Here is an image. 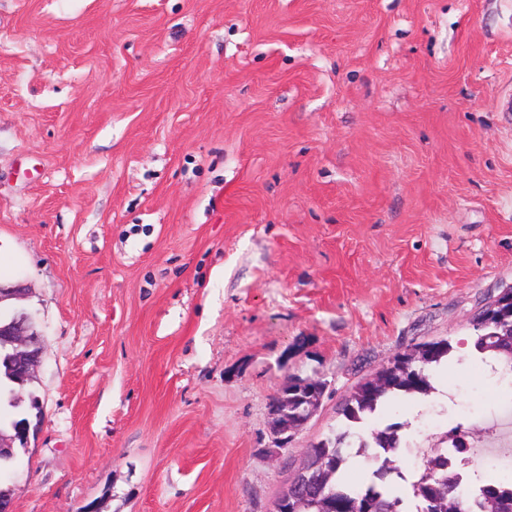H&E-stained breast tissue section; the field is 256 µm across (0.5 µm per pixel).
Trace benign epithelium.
I'll list each match as a JSON object with an SVG mask.
<instances>
[{
	"mask_svg": "<svg viewBox=\"0 0 512 512\" xmlns=\"http://www.w3.org/2000/svg\"><path fill=\"white\" fill-rule=\"evenodd\" d=\"M43 354L41 335L33 327V316L27 312L15 315L12 320L0 325V362L8 366V373L15 384V390L23 389L26 382L36 376ZM274 428L278 433H285L295 426L306 423L296 419L283 409L273 414ZM30 424L12 428L6 434L0 431V448L13 449L16 445L27 448Z\"/></svg>",
	"mask_w": 512,
	"mask_h": 512,
	"instance_id": "obj_1",
	"label": "benign epithelium"
}]
</instances>
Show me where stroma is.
I'll return each mask as SVG.
<instances>
[{
	"mask_svg": "<svg viewBox=\"0 0 512 512\" xmlns=\"http://www.w3.org/2000/svg\"><path fill=\"white\" fill-rule=\"evenodd\" d=\"M512 0H0V284L44 351L13 512H272L355 385L512 287ZM326 382L287 444L270 403Z\"/></svg>",
	"mask_w": 512,
	"mask_h": 512,
	"instance_id": "stroma-1",
	"label": "stroma"
}]
</instances>
